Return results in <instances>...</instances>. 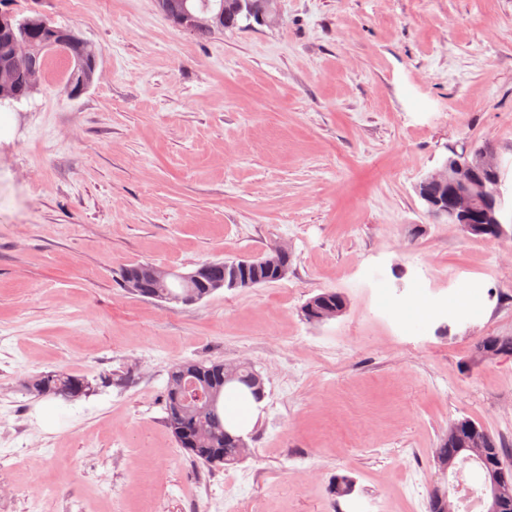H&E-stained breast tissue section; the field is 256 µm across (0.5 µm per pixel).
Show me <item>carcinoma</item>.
<instances>
[{"label": "carcinoma", "instance_id": "cac0c4a2", "mask_svg": "<svg viewBox=\"0 0 512 512\" xmlns=\"http://www.w3.org/2000/svg\"><path fill=\"white\" fill-rule=\"evenodd\" d=\"M160 11H177L185 23L197 29L200 40L224 29H243L268 20L276 10L277 0H156ZM15 32L29 33L32 55L37 71L44 72L48 50L46 35L56 28L55 21L44 15L25 16L12 20ZM15 39L10 33H0V67L13 64ZM207 273L194 279L174 271L159 287L146 290L140 284L148 282L153 265L135 264L122 270L123 287L135 296L150 293V298L183 305H192L217 291L216 284H231L235 288H254L268 285L260 279L244 282L242 269L235 259H217L204 263ZM347 306L346 296L336 290H325L310 298L301 307V315L309 323L321 325L336 318V305ZM259 374L251 367L224 361L184 360L168 372L164 387L163 422L172 432L179 448L203 468L238 464L243 460L235 437L224 438L222 398L224 388L238 382L253 388ZM24 390L37 397H61L74 400L87 395L93 385L79 374L54 370L26 378ZM457 435H444L435 448L436 461L450 458L475 461L483 473L488 465L500 461L508 463V450L503 442L482 425L462 418L454 421ZM484 441L479 455L461 454L462 442L471 437Z\"/></svg>", "mask_w": 512, "mask_h": 512}]
</instances>
